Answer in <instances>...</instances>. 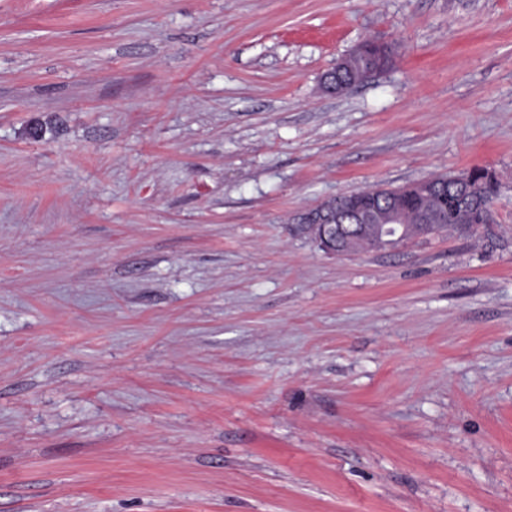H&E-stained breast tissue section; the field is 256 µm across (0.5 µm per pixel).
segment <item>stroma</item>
Returning a JSON list of instances; mask_svg holds the SVG:
<instances>
[{"mask_svg":"<svg viewBox=\"0 0 512 512\" xmlns=\"http://www.w3.org/2000/svg\"><path fill=\"white\" fill-rule=\"evenodd\" d=\"M475 167L471 236L294 222ZM0 512H512V0H0ZM363 52H356L346 62L344 71L337 77V82L349 83L357 79V74L365 66V59L377 52L378 46L371 41L362 43Z\"/></svg>","mask_w":512,"mask_h":512,"instance_id":"obj_1","label":"stroma"}]
</instances>
